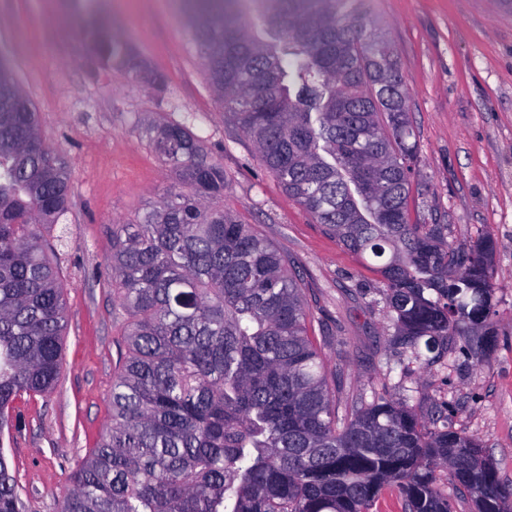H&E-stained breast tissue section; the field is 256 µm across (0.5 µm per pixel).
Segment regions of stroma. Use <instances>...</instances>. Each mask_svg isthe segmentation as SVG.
Returning a JSON list of instances; mask_svg holds the SVG:
<instances>
[{
  "instance_id": "stroma-1",
  "label": "stroma",
  "mask_w": 512,
  "mask_h": 512,
  "mask_svg": "<svg viewBox=\"0 0 512 512\" xmlns=\"http://www.w3.org/2000/svg\"><path fill=\"white\" fill-rule=\"evenodd\" d=\"M103 21L134 47L162 90L103 70L80 38ZM363 19L396 56L419 140L410 219L446 225L464 245L495 243L496 346L478 360L410 362L393 348L380 275L285 191L253 141L225 116L175 0H0V54L34 103L40 133L68 162L71 209L58 235L67 304L60 385L23 398L4 449L30 512H59L70 476L110 421L112 378L126 321L112 277V231L179 188L146 132L184 123L224 167V205L254 225L304 277L309 333L335 382L337 406L377 392L422 423L449 406L512 484V0H364Z\"/></svg>"
}]
</instances>
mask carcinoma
Segmentation results:
<instances>
[{"instance_id": "1", "label": "carcinoma", "mask_w": 512, "mask_h": 512, "mask_svg": "<svg viewBox=\"0 0 512 512\" xmlns=\"http://www.w3.org/2000/svg\"><path fill=\"white\" fill-rule=\"evenodd\" d=\"M249 27L224 0L186 27L226 115L313 218L376 266L390 343L425 361L487 353L495 241L446 240L409 214L418 143L398 62L364 25L363 0H251ZM103 69L148 75L100 25L81 26ZM182 187L114 233L112 273L128 315L112 419L72 476L60 512H370L385 486L406 512H453L450 468L477 512H512V485L447 414L428 429L407 406L359 395L341 415L309 335L302 279L224 209V167L190 127L149 136ZM70 205L65 157L0 63V434L23 395L59 386L66 300L40 226ZM0 512H26L0 448ZM450 474L448 467L445 465L436 469L438 484L445 492H448V496L454 504L453 510L455 512H474L471 500L459 493L456 485L451 480Z\"/></svg>"}]
</instances>
